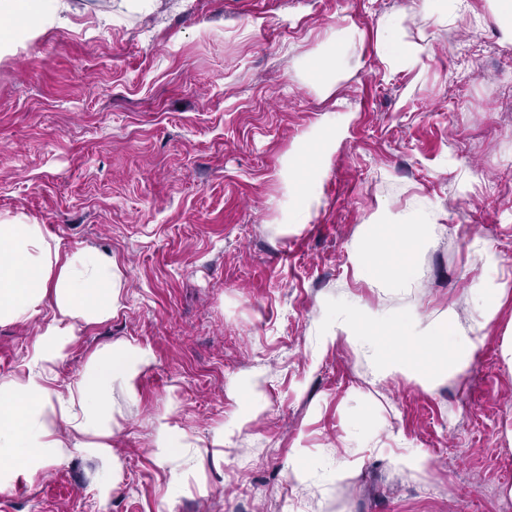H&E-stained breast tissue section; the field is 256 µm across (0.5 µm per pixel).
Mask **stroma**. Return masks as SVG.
<instances>
[{
	"instance_id": "1",
	"label": "stroma",
	"mask_w": 512,
	"mask_h": 512,
	"mask_svg": "<svg viewBox=\"0 0 512 512\" xmlns=\"http://www.w3.org/2000/svg\"><path fill=\"white\" fill-rule=\"evenodd\" d=\"M42 0L47 23L0 51V216L45 225L63 250L117 257L123 307L85 327L58 367L73 378L105 344L151 346L138 398L112 391L108 494L77 456L0 493V512H501L512 499V43L485 0L441 23L410 0ZM429 45L422 69L390 73L380 20ZM357 58L329 93L306 62L348 23ZM349 120L309 223L284 225L281 171L318 123ZM440 229L407 296L358 280L352 244L381 208L415 199ZM495 253L494 321L471 364L423 389L375 380L330 310L454 309L476 324ZM39 319L0 325V378L32 353ZM260 412L231 445L215 432ZM205 448L175 485L149 453L167 410ZM238 425V424H237ZM399 454L428 458L396 469ZM352 467L337 472V463Z\"/></svg>"
}]
</instances>
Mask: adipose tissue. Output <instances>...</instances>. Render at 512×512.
Here are the masks:
<instances>
[{"instance_id": "obj_1", "label": "adipose tissue", "mask_w": 512, "mask_h": 512, "mask_svg": "<svg viewBox=\"0 0 512 512\" xmlns=\"http://www.w3.org/2000/svg\"><path fill=\"white\" fill-rule=\"evenodd\" d=\"M400 24V17L393 16L377 26L379 57L394 73L422 66L429 55L427 45L403 39ZM357 35L350 25L330 37L325 52L307 64L309 78L331 90L355 55ZM335 146L332 125L318 126L297 143L295 153L304 165L288 177L287 223H308L319 203L318 180ZM369 224L385 229L388 242L401 248L383 269L366 240L356 241L350 254L356 276L383 280L397 292L412 288L417 255L436 234L435 210L417 200L399 214L380 210ZM123 287V272L111 254L91 247L64 254L59 239L44 225L21 216L0 219V325L23 324L42 310L50 312L24 371L0 378V492L76 455L99 464L104 489L114 486L112 390L121 387L129 399H136L138 379L153 363L154 353L128 340L105 344L62 386L56 368L82 326L118 313ZM474 333V327L464 326L451 309L429 320L404 309L384 326L376 315L350 302L332 311L321 338L328 343L346 337L358 356L372 363L376 379L402 374L428 389L469 365L476 349ZM153 429L157 464L173 470L198 467L201 453L174 422L172 412L157 416Z\"/></svg>"}]
</instances>
